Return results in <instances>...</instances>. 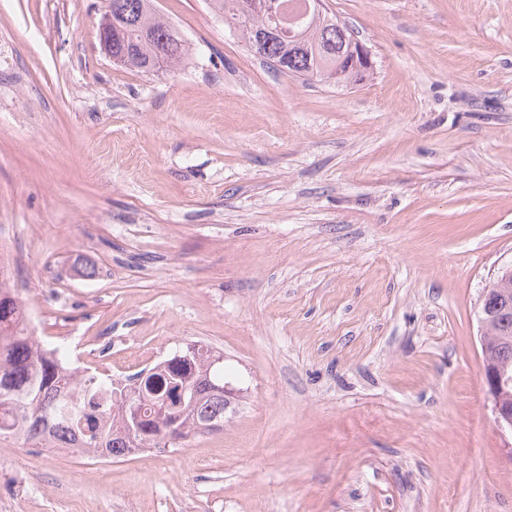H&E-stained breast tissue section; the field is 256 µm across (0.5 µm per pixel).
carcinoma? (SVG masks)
<instances>
[{"label":"carcinoma","mask_w":512,"mask_h":512,"mask_svg":"<svg viewBox=\"0 0 512 512\" xmlns=\"http://www.w3.org/2000/svg\"><path fill=\"white\" fill-rule=\"evenodd\" d=\"M244 0H211L224 14V22L251 41L259 26H277L267 15L250 18L241 12ZM112 16L121 38L112 44L119 63L150 73L163 65L175 68L188 49L170 25L158 17L152 0H112ZM359 42L347 26L333 16L309 15L302 22L301 38L293 44L272 38L259 49L262 57L277 64V70L307 80H326L339 65L354 60ZM22 315L21 303L0 283V443L22 439L37 448H80L103 458L126 456L131 439L146 448H164L158 441L169 427L179 430V441L197 433L224 427V370L214 363L212 350L195 344L196 355L185 352L152 370L155 391L140 395L143 415L113 411L123 390L112 382L65 366L66 354L45 347L35 336L13 330ZM488 347H501L512 358V330L485 336ZM176 383L181 393L170 387ZM172 399L165 414L155 412L162 397ZM133 436H128V433Z\"/></svg>","instance_id":"carcinoma-1"}]
</instances>
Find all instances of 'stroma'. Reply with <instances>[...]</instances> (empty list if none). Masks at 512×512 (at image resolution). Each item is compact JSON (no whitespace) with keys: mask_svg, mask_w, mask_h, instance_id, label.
<instances>
[{"mask_svg":"<svg viewBox=\"0 0 512 512\" xmlns=\"http://www.w3.org/2000/svg\"><path fill=\"white\" fill-rule=\"evenodd\" d=\"M106 3L0 0L5 283L103 379L208 345L224 427L2 445L0 512H512L478 321L512 262V0H328L358 85L275 71L209 0H154L189 58L144 73Z\"/></svg>","mask_w":512,"mask_h":512,"instance_id":"obj_1","label":"stroma"}]
</instances>
